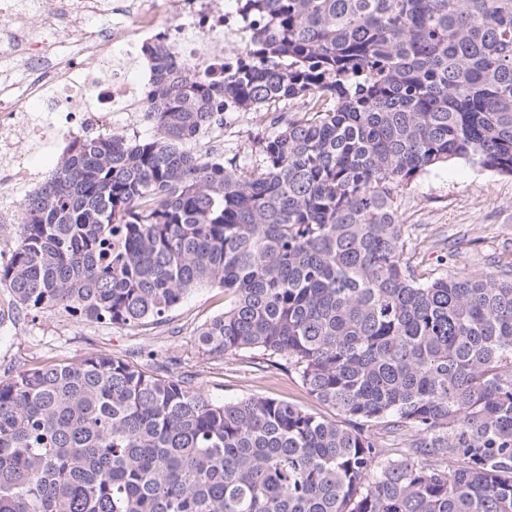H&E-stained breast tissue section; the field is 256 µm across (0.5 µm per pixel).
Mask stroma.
I'll list each match as a JSON object with an SVG mask.
<instances>
[{
    "mask_svg": "<svg viewBox=\"0 0 512 512\" xmlns=\"http://www.w3.org/2000/svg\"><path fill=\"white\" fill-rule=\"evenodd\" d=\"M272 130L250 112H228L200 139L202 149L258 164V141ZM398 213L411 237V265L420 273L481 276L512 263V177L459 160L417 176L398 198ZM228 296L219 287L194 290L159 325L120 328L56 310L38 316L16 310L0 323V380L19 369L77 363L106 354L145 369L169 365L188 374L212 397L283 399L324 416L335 411L311 397L287 363L258 352L220 359L199 351L197 331L221 315Z\"/></svg>",
    "mask_w": 512,
    "mask_h": 512,
    "instance_id": "1",
    "label": "stroma"
}]
</instances>
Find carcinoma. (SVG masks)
Here are the masks:
<instances>
[{"mask_svg":"<svg viewBox=\"0 0 512 512\" xmlns=\"http://www.w3.org/2000/svg\"><path fill=\"white\" fill-rule=\"evenodd\" d=\"M242 8L259 27L220 80L143 48L152 134L68 142L0 288L137 327L219 286L202 355L283 358L344 423L103 354L22 370L0 381V512H512V278L417 274L397 215L456 160L512 176V0ZM297 101L250 171L190 147L228 104Z\"/></svg>","mask_w":512,"mask_h":512,"instance_id":"1","label":"carcinoma"}]
</instances>
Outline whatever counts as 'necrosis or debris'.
Returning <instances> with one entry per match:
<instances>
[{
  "label": "necrosis or debris",
  "instance_id": "1",
  "mask_svg": "<svg viewBox=\"0 0 512 512\" xmlns=\"http://www.w3.org/2000/svg\"><path fill=\"white\" fill-rule=\"evenodd\" d=\"M112 13L110 0H0V171L10 184L32 179L21 141L44 149L140 110L147 42L165 36L174 62L201 60L220 76L235 62L225 37L257 24L237 0H130L122 22Z\"/></svg>",
  "mask_w": 512,
  "mask_h": 512
}]
</instances>
